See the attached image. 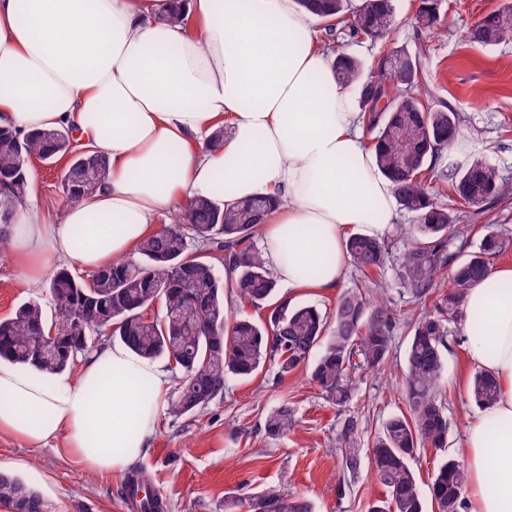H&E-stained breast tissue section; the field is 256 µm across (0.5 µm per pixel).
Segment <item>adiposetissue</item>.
I'll return each mask as SVG.
<instances>
[{"mask_svg": "<svg viewBox=\"0 0 512 512\" xmlns=\"http://www.w3.org/2000/svg\"><path fill=\"white\" fill-rule=\"evenodd\" d=\"M0 0V126L78 130L104 151L101 187L55 216L14 206L8 259L39 287L58 264L97 270L132 256L161 219L203 198L268 196L260 226L274 277L291 289L336 286L356 234L396 224V191L377 166L335 58L295 0ZM220 147L207 142L217 129ZM470 363L491 373L492 402L466 433L469 512H512V267L464 300ZM160 366L124 345L94 349L77 374L0 359V436L57 443L92 473L124 474L150 446L166 405Z\"/></svg>", "mask_w": 512, "mask_h": 512, "instance_id": "obj_1", "label": "adipose tissue"}]
</instances>
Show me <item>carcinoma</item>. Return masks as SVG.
Segmentation results:
<instances>
[{"label": "carcinoma", "mask_w": 512, "mask_h": 512, "mask_svg": "<svg viewBox=\"0 0 512 512\" xmlns=\"http://www.w3.org/2000/svg\"><path fill=\"white\" fill-rule=\"evenodd\" d=\"M297 5L324 23L327 35L348 30L358 42H387L395 22L393 0H295ZM441 0H418L414 21L431 30L441 24ZM467 42L495 46L512 42V3L478 21ZM424 52L412 54L391 48L366 79L362 63L342 52L334 61L347 83H360L357 107L373 138L379 171L396 186L401 209L413 215L409 227L397 232L410 236L400 253L384 239L354 235L346 253L361 277V286L344 292L332 320L311 305L288 300L274 303L268 320L240 318L230 323L227 289L242 303L260 307L274 296L277 281L262 250L255 245L257 225L271 207L264 197H254L225 209L197 199L173 223L162 224L137 249V259L100 269L87 280L67 268H59L48 282L56 315L49 321L35 300L19 305L0 319V357L19 366L56 373L68 369L77 356L92 351L91 334L98 322L111 327L110 336L138 355L164 358L178 374L177 395L171 411L177 415L198 413L224 394L226 382L256 374L267 362L277 375L312 366L311 380L328 402L344 407L352 397L351 373L357 366L375 369L391 357L397 314L386 306L370 307L364 288L374 276L396 265L403 288L414 298L426 300L449 280L451 291L439 295L434 310L418 317L405 352L403 388L408 412L387 418L376 434L370 453L371 468L385 488L386 498L367 512H426L425 500L412 462L425 448L448 446V416L441 387L445 371L443 352L448 348V324L460 314V306L473 283L491 271L490 259L506 250L504 233L489 230L479 251L462 262L448 253V233L464 218L477 215L493 200L505 198L498 170L477 158L462 171L436 170L442 153L449 149L461 128L463 114L433 101L421 81ZM69 128L41 131L26 136L0 127V204L14 210L15 201L27 192L29 168L21 158L50 162L72 155L61 188L66 202L78 201L101 185L107 164L99 151L76 155ZM451 199L449 207L445 199ZM201 242L209 249L193 250ZM230 267L232 282H224L218 267ZM155 307L160 311L149 315ZM56 333L53 346L40 338ZM318 357H313L316 349ZM477 403H490L497 394L493 377L477 372L471 382ZM295 424L292 410L283 405L266 419L271 436L288 433ZM357 419L341 424L338 441L341 461L349 478L361 468L356 448ZM468 471L463 460L446 456L429 487L433 512H464ZM123 498L139 504L137 512H165L144 476H129ZM247 501L249 512H313L311 502L272 488L257 496L234 497L224 509ZM0 504L11 512H48L39 493L19 479L0 473Z\"/></svg>", "instance_id": "1"}]
</instances>
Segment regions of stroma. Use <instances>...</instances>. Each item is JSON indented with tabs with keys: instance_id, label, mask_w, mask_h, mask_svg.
I'll return each mask as SVG.
<instances>
[{
	"instance_id": "1",
	"label": "stroma",
	"mask_w": 512,
	"mask_h": 512,
	"mask_svg": "<svg viewBox=\"0 0 512 512\" xmlns=\"http://www.w3.org/2000/svg\"><path fill=\"white\" fill-rule=\"evenodd\" d=\"M506 2L442 0L447 28L437 32L415 27L414 0H394L398 22L390 36L393 46L412 52L424 49L423 82L438 102L466 116L449 152L451 165L462 169L473 159L484 158L509 188L506 199L489 204L481 218L471 221L466 236L449 237L448 249L459 261L478 250L487 229L512 231V43L482 48L463 38L468 26ZM67 162L64 156L52 162L32 160L30 179L42 210L54 213L64 205L60 179ZM359 282V273L349 266L331 291H291L282 286L278 295L316 306L330 317L343 292ZM368 294L391 308L400 324L392 341L390 369L382 373L355 370L353 396L346 407L327 402L308 370L281 379L269 363L251 378L231 379L223 396L198 414L163 411L150 448L133 469L147 475L164 498L167 512H224L225 499L271 486L309 499L314 512H367L369 504L383 498L384 489L367 466L362 467L350 493L337 496L336 485L343 474L336 436L346 417H356L358 446L367 448L383 421L406 411L399 375L411 321L428 305L402 288L394 267L377 276ZM29 299L53 313L45 288L28 286L7 256L0 255V318ZM448 342L443 394L450 422L448 448L443 452L425 449L414 462L424 489L444 453L462 455L467 417L473 409L469 389L476 368L468 361L462 320L451 323ZM283 404L293 409L296 424L287 435L269 436L265 420ZM0 472L20 478L39 492L50 512H126L119 493L122 477L88 473L50 444L30 448L1 435Z\"/></svg>"
}]
</instances>
